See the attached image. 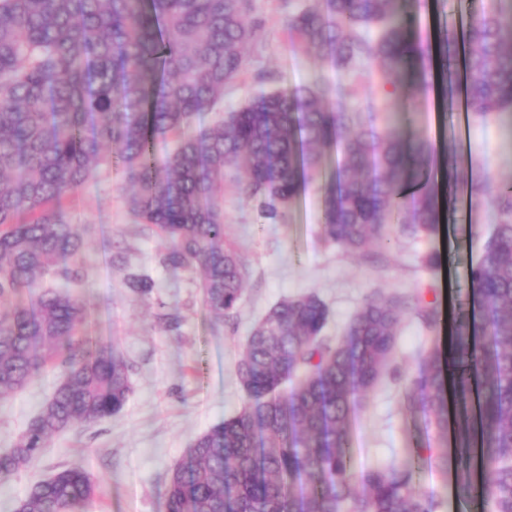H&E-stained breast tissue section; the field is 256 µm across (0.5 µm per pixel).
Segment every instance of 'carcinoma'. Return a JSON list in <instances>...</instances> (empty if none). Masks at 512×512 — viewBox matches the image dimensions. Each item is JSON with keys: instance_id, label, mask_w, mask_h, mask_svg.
Masks as SVG:
<instances>
[{"instance_id": "cac0c4a2", "label": "carcinoma", "mask_w": 512, "mask_h": 512, "mask_svg": "<svg viewBox=\"0 0 512 512\" xmlns=\"http://www.w3.org/2000/svg\"><path fill=\"white\" fill-rule=\"evenodd\" d=\"M261 28L251 0H0V398L56 361L64 379L15 448L0 455V486L57 433L111 418L126 405L130 368L113 342L85 335L87 311L72 288L85 277L83 231L66 198L99 168L133 187L138 224L166 241L161 265L200 269L203 306L237 312L246 262L224 245V178L244 169L238 192L274 222L335 148L336 175L321 184L322 235L347 252L385 244L387 218L411 237L439 229L442 194L478 190L497 224L470 272L474 316L456 314L450 347L428 349L410 403L454 428L457 491L512 512V183L459 177L453 139L441 152L396 126L376 125L314 87L261 91L213 123L194 128L245 66ZM292 45L336 69L396 83L417 51L422 72L408 88L447 95L457 87L459 35L436 47L412 41L416 20L402 0H314L288 11ZM470 118H512V0H482L464 35ZM175 138L162 160L156 144ZM137 299L156 282L126 254L108 255ZM435 326L432 303L375 293L348 321L342 341L322 336L324 302L307 294L277 303L252 329L237 363L248 401L198 436L171 469L166 512H434L414 473L434 449L355 473L346 422L395 351L402 314ZM292 382L288 393L281 385ZM94 486L79 469L58 470L16 501L15 512H80Z\"/></svg>"}]
</instances>
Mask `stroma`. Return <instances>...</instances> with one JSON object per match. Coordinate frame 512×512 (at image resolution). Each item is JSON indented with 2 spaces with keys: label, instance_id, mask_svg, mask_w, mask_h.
I'll use <instances>...</instances> for the list:
<instances>
[{
  "label": "stroma",
  "instance_id": "obj_1",
  "mask_svg": "<svg viewBox=\"0 0 512 512\" xmlns=\"http://www.w3.org/2000/svg\"><path fill=\"white\" fill-rule=\"evenodd\" d=\"M457 0H406L419 20V32L431 37L447 27ZM286 0H253L262 28L246 52V66L224 90L221 110L239 106L260 90L316 84L336 92L355 85L352 103L363 107L381 97L377 80L350 78L327 61L294 51L284 19ZM266 81H259V74ZM391 118L410 120L415 133L438 142L433 97H410L406 90L384 98ZM473 165L470 178L491 173L512 179V137L500 120L471 125ZM311 180L278 224L262 218L256 204L241 198L232 182L224 184V242L244 257L248 275L238 314L220 322L204 308L200 274L167 269L159 255L165 245L157 234L135 224L125 202L120 171L100 170L66 202L71 223L87 231L85 252L92 258L81 290L88 333L117 342L130 365L132 394L124 409L96 424H77L54 435L41 453L0 489V512H13L15 501L35 483L62 468L84 470L95 482L94 496L82 512H166V488L173 463L212 425L234 416L245 393L236 364L252 325L276 303L313 292L326 303L324 330L338 342L349 319L372 294L420 296L423 301L461 300L467 275L486 248L496 221L483 198L468 197L464 208L447 212L455 232L413 239L397 221H389L390 245L371 246L366 255L347 253L321 235V194ZM118 247L158 284L150 298L137 301L123 284V273L104 260ZM439 262L429 267L428 254ZM178 310L181 325L170 330L158 319L160 309ZM443 327L427 328L414 312L400 322L394 359L380 383L356 407L348 423L354 470L400 461L411 448L441 444L433 420L409 409L408 379L419 354L448 342ZM64 371L48 367L21 391L0 400V452L13 448L40 408L62 382ZM416 484L433 494L437 512H481L455 488L450 462L423 460Z\"/></svg>",
  "mask_w": 512,
  "mask_h": 512
}]
</instances>
